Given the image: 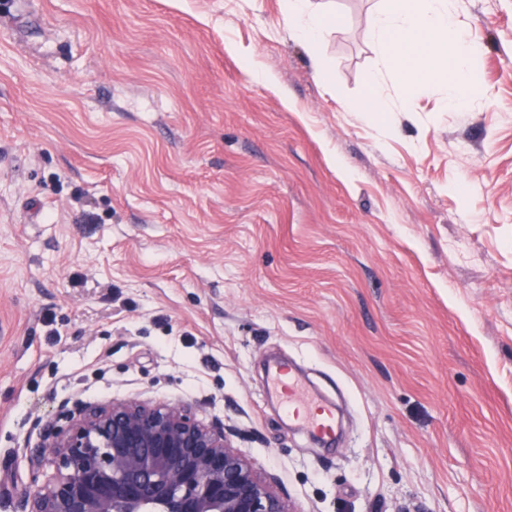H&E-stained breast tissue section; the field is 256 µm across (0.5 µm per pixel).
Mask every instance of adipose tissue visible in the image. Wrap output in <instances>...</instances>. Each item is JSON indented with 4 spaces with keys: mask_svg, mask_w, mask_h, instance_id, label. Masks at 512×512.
<instances>
[{
    "mask_svg": "<svg viewBox=\"0 0 512 512\" xmlns=\"http://www.w3.org/2000/svg\"><path fill=\"white\" fill-rule=\"evenodd\" d=\"M340 23L333 10L313 8L310 0H289L288 33L309 46ZM371 37L406 89L443 82V105L452 109L484 92L470 76L475 48L460 21L459 0H380Z\"/></svg>",
    "mask_w": 512,
    "mask_h": 512,
    "instance_id": "ef3b65f1",
    "label": "adipose tissue"
}]
</instances>
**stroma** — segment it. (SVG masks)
I'll return each mask as SVG.
<instances>
[{
  "label": "stroma",
  "instance_id": "stroma-1",
  "mask_svg": "<svg viewBox=\"0 0 512 512\" xmlns=\"http://www.w3.org/2000/svg\"><path fill=\"white\" fill-rule=\"evenodd\" d=\"M332 3L324 83L288 0L0 12V512L64 405L133 396L223 421L294 512H512V0H461L487 93L448 112L382 72L379 0ZM358 111L382 114L392 112V104L388 98L382 94L379 82L376 77L371 81L370 90L358 106ZM273 374L276 379V388L282 394V396L288 398L287 409L292 410V414L296 417L307 416V407L303 401L301 387L297 377L288 376V384L282 379L283 368L276 365L273 368ZM301 411H303L301 413Z\"/></svg>",
  "mask_w": 512,
  "mask_h": 512
}]
</instances>
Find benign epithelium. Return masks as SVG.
I'll use <instances>...</instances> for the list:
<instances>
[{
    "instance_id": "obj_1",
    "label": "benign epithelium",
    "mask_w": 512,
    "mask_h": 512,
    "mask_svg": "<svg viewBox=\"0 0 512 512\" xmlns=\"http://www.w3.org/2000/svg\"><path fill=\"white\" fill-rule=\"evenodd\" d=\"M65 419L26 449L31 468L50 455L56 473L25 496L24 512H293L224 424L188 405L80 401Z\"/></svg>"
}]
</instances>
